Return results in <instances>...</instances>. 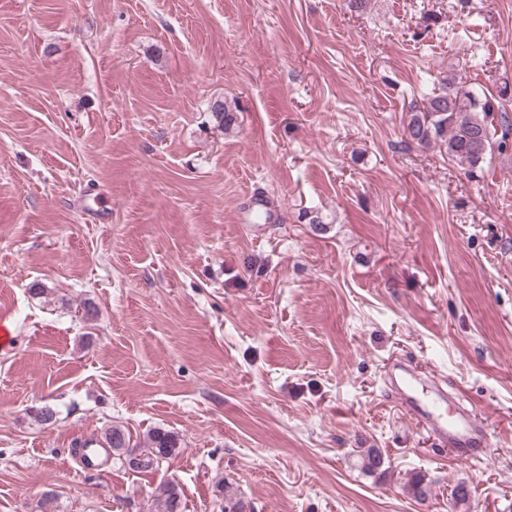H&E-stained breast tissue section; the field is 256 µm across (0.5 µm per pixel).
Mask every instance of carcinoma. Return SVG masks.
<instances>
[{"mask_svg":"<svg viewBox=\"0 0 512 512\" xmlns=\"http://www.w3.org/2000/svg\"><path fill=\"white\" fill-rule=\"evenodd\" d=\"M217 127L228 131L237 123L234 109L223 99L210 105ZM509 121L506 110L497 100L479 95L454 77H445L423 107L412 106L403 126L406 140L427 149L435 145L446 148L448 157L458 161L472 174L482 168L493 148L508 149ZM148 451L139 454V471H149L180 453L179 436L154 428L147 432ZM104 447L112 449L117 460L128 453L131 436L115 425L103 433ZM158 512H183L181 490L171 481L160 487Z\"/></svg>","mask_w":512,"mask_h":512,"instance_id":"1","label":"carcinoma"}]
</instances>
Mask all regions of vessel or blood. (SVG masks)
Here are the masks:
<instances>
[{"instance_id": "obj_1", "label": "vessel or blood", "mask_w": 512, "mask_h": 512, "mask_svg": "<svg viewBox=\"0 0 512 512\" xmlns=\"http://www.w3.org/2000/svg\"><path fill=\"white\" fill-rule=\"evenodd\" d=\"M418 377L407 367L392 374L390 384L400 407L408 414L422 420L437 440L456 448L461 460H481L486 453L489 431L486 424L464 412L443 418L436 412L438 404L447 402L446 392H438L435 400L425 401L418 397Z\"/></svg>"}]
</instances>
